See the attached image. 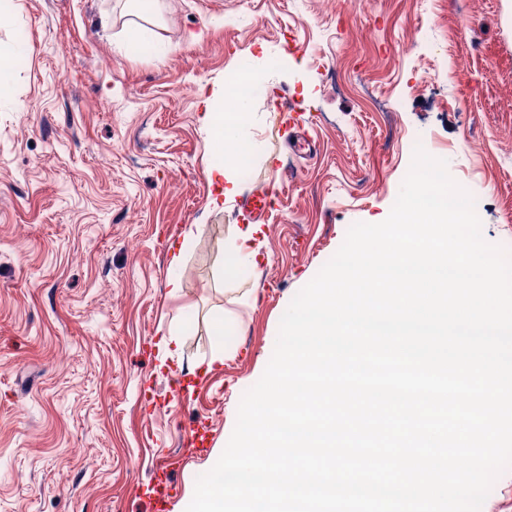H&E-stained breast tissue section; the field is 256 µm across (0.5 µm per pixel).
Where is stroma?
Masks as SVG:
<instances>
[{"mask_svg": "<svg viewBox=\"0 0 512 512\" xmlns=\"http://www.w3.org/2000/svg\"><path fill=\"white\" fill-rule=\"evenodd\" d=\"M361 3L159 0L160 52L131 54L125 0H0V45L21 51L0 98V512H152L162 460L179 512L291 300L353 224L388 217L415 146L512 251V0ZM251 53L265 64L243 129L255 155L217 206L201 96ZM389 98L397 111L377 110ZM272 184L257 271L227 290L237 202ZM221 316L240 333L219 363Z\"/></svg>", "mask_w": 512, "mask_h": 512, "instance_id": "1", "label": "stroma"}]
</instances>
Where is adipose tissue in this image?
Returning <instances> with one entry per match:
<instances>
[{
	"label": "adipose tissue",
	"mask_w": 512,
	"mask_h": 512,
	"mask_svg": "<svg viewBox=\"0 0 512 512\" xmlns=\"http://www.w3.org/2000/svg\"><path fill=\"white\" fill-rule=\"evenodd\" d=\"M205 110L201 122L207 129L210 141L221 154L220 163L208 165L206 175L220 195L235 193L238 189L241 170L250 162L254 148L241 134L242 128L250 121L251 114L247 101L224 103L216 97L204 101ZM259 227L247 225L237 240L224 251L222 277L225 281L236 282L254 265V252L250 247Z\"/></svg>",
	"instance_id": "ef3b65f1"
}]
</instances>
